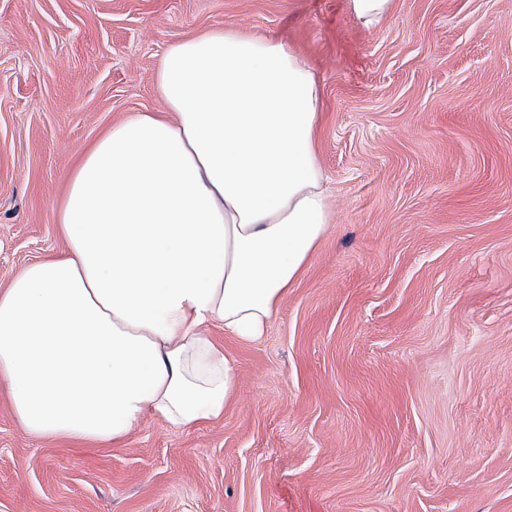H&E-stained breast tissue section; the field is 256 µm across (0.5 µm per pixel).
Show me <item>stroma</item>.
Listing matches in <instances>:
<instances>
[{"mask_svg":"<svg viewBox=\"0 0 512 512\" xmlns=\"http://www.w3.org/2000/svg\"><path fill=\"white\" fill-rule=\"evenodd\" d=\"M279 38L316 72L336 222L223 418L38 440L0 389V512H512V0H0V289L65 248L88 146L158 111L172 43ZM349 8L365 27H374L389 12L393 0H349Z\"/></svg>","mask_w":512,"mask_h":512,"instance_id":"stroma-1","label":"stroma"}]
</instances>
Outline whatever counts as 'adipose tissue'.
Masks as SVG:
<instances>
[{"instance_id":"ef3b65f1","label":"adipose tissue","mask_w":512,"mask_h":512,"mask_svg":"<svg viewBox=\"0 0 512 512\" xmlns=\"http://www.w3.org/2000/svg\"><path fill=\"white\" fill-rule=\"evenodd\" d=\"M164 108L86 150L55 222L66 248L0 289V386L39 439L119 443L148 417L220 419L332 221L322 87L283 41L219 28L171 44Z\"/></svg>"}]
</instances>
